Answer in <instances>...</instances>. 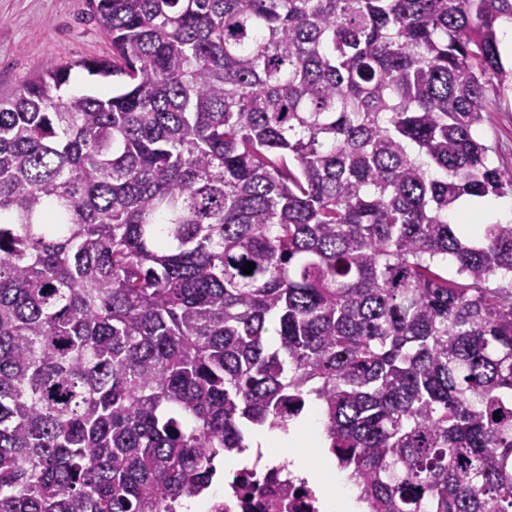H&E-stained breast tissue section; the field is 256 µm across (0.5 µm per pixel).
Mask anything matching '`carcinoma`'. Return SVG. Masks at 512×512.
<instances>
[{
    "instance_id": "cac0c4a2",
    "label": "carcinoma",
    "mask_w": 512,
    "mask_h": 512,
    "mask_svg": "<svg viewBox=\"0 0 512 512\" xmlns=\"http://www.w3.org/2000/svg\"><path fill=\"white\" fill-rule=\"evenodd\" d=\"M88 2L0 99V512H175L313 402L369 512H512V224L449 220L512 0Z\"/></svg>"
}]
</instances>
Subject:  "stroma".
I'll use <instances>...</instances> for the list:
<instances>
[{
	"label": "stroma",
	"mask_w": 512,
	"mask_h": 512,
	"mask_svg": "<svg viewBox=\"0 0 512 512\" xmlns=\"http://www.w3.org/2000/svg\"><path fill=\"white\" fill-rule=\"evenodd\" d=\"M112 45L87 0H0V98L61 63L110 59ZM481 135L493 166L512 170V91L489 87Z\"/></svg>",
	"instance_id": "obj_1"
}]
</instances>
